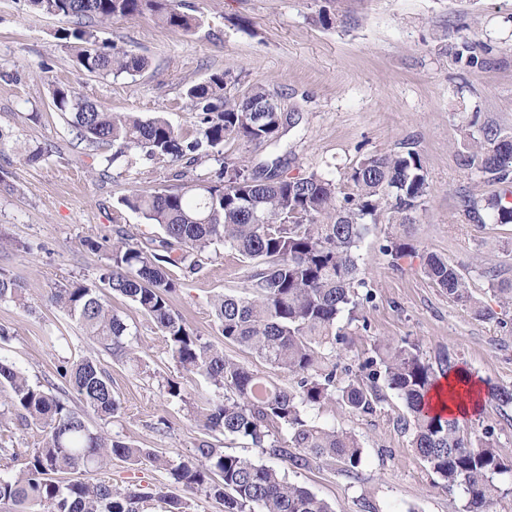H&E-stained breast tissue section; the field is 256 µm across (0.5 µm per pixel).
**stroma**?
<instances>
[{
	"label": "stroma",
	"instance_id": "1",
	"mask_svg": "<svg viewBox=\"0 0 512 512\" xmlns=\"http://www.w3.org/2000/svg\"><path fill=\"white\" fill-rule=\"evenodd\" d=\"M200 21L193 32L170 29L151 15L113 20L97 27L100 43L130 50L148 65L135 76H99L76 62L78 47L60 40L68 22L34 12L27 0H0V272L24 288L27 306L0 301V359L14 363L31 382H56L61 361L99 358L121 402L120 412L100 419L81 408L89 429L155 453L193 459L205 432L190 403L216 397L200 375L184 376L162 336L136 306L113 294L104 301L138 341V368L100 355L99 346L68 314L48 303L52 291L72 283H98L117 231L157 249L160 229L139 214L119 208L135 189L174 185V169L137 151L113 158L112 148L81 142L52 105L63 86L112 112L163 116L192 132L200 116L187 89L211 74L229 72L238 89L260 83L274 91L283 111L302 120L284 137L289 172L317 171L335 179L367 154L384 155L415 146L428 175L430 194L407 236L415 255L398 259L380 247L390 224H373L356 255L370 300L355 316L336 322L343 341L328 356L338 369L359 370L379 344L409 340L431 363L450 357L482 384V405L461 423L468 435L492 432L495 450L512 464V407L500 405L491 389H512V305L494 294L512 282V224L478 223L465 211L466 193L488 196L462 168L457 152L462 126L473 133L493 127L512 131V0H181ZM327 13L331 26L318 23ZM483 60L470 67L455 57L460 48ZM45 148L28 164L21 149ZM268 148L226 143L220 157L187 168L189 180L217 176L222 163L240 157L266 158ZM98 242L90 249L88 241ZM429 251L467 273L473 297L491 315L475 317L421 271L420 251ZM494 271H475L476 258ZM247 269L234 253L219 248L202 270L180 278L172 304L203 341L271 381L277 368L226 342L212 315L218 294L245 292ZM66 336L51 348L47 335ZM183 380L185 401L170 398L167 380ZM376 413H352L332 404L309 410L314 422L354 433L363 448L356 473L337 462L311 460L308 467L263 454L250 441L223 437L226 453L275 467L289 482L325 500L332 512H463L462 490H448L410 447V431L398 421L407 411L397 393L383 389Z\"/></svg>",
	"mask_w": 512,
	"mask_h": 512
}]
</instances>
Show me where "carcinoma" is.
<instances>
[{
  "instance_id": "obj_1",
  "label": "carcinoma",
  "mask_w": 512,
  "mask_h": 512,
  "mask_svg": "<svg viewBox=\"0 0 512 512\" xmlns=\"http://www.w3.org/2000/svg\"><path fill=\"white\" fill-rule=\"evenodd\" d=\"M35 11L65 18L72 26L61 39L82 44L77 63L89 73L134 75L145 59L128 50H109L98 44L93 25L114 18L151 13L163 25L190 32L199 20L181 10L177 0H29ZM232 77L216 73L190 86L186 95L202 115L198 135L190 139L161 116L135 112H107L84 96L57 87L54 108L70 116L82 139L94 147L110 145L117 159L128 150L173 163L194 165L199 159L221 154L229 140L265 145L269 157L254 165L241 159L217 180L190 181L162 190H136L118 204L156 224L164 237L163 253L120 239L112 244L109 263L100 283L133 303L156 326L168 351L187 375H201L222 398L196 407L197 425L211 433L241 437L275 457L299 468L309 460L338 461L357 468L363 449L356 435L318 426L308 410L331 403L360 414H372L381 401L378 372L371 384L337 374L324 362L323 351L340 341L336 320L358 309L355 289L359 278L355 250L371 224L385 220L395 226L385 255L402 257L415 251L404 228L416 222L430 184L419 152L411 146L387 155H365L342 182L312 172L305 177L284 176L283 156L277 154L282 138L299 123L297 112H258L275 98L270 88L253 84L243 92L228 90ZM459 165L474 169L483 182L503 185L487 199L496 224H512V131L485 129L481 138L463 133ZM223 245L253 267L249 294H219L212 307L224 340L236 344L292 378L274 384L224 357V351L202 341L176 312L171 297L177 281L175 267L197 273L202 256ZM424 275L452 301L479 317L489 316L470 294L467 280L448 260L427 254ZM0 300L24 303L23 288L0 273ZM48 301L67 312L102 350L117 360L136 362L124 321L110 309L96 287L75 283L57 288ZM378 359L361 368L383 367V380L403 400L409 418L399 421L411 430V447L449 489L467 495L464 512H490L501 488L494 476L509 472L494 449L491 436L464 435L457 422L426 408L427 395L438 381L455 370L435 371L415 346L375 347ZM61 385L33 384L11 362L0 360V391L8 393L17 418L45 433L42 447L25 455L22 467L0 476L3 512H193L191 496L205 493L223 501L224 512H332L309 490L286 481L269 466L227 454L220 445L203 440L193 461L175 462L87 427L82 415L63 398L64 389L77 394L87 407L110 419L121 403L109 376L96 359L64 361L56 367ZM285 431L288 443L274 439ZM133 465L148 462L167 472L182 487L180 496L159 486L151 493L137 484H112V458ZM77 474V479H62Z\"/></svg>"
}]
</instances>
